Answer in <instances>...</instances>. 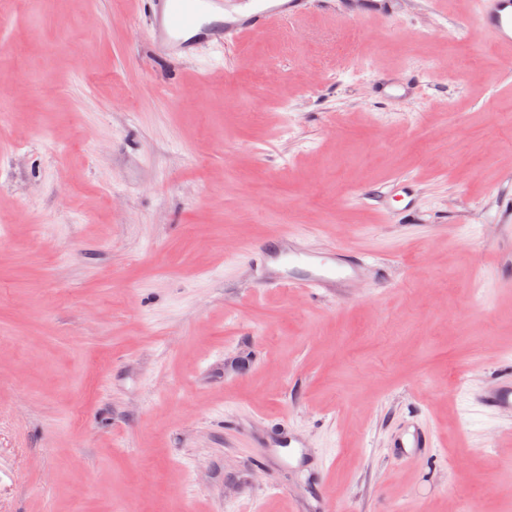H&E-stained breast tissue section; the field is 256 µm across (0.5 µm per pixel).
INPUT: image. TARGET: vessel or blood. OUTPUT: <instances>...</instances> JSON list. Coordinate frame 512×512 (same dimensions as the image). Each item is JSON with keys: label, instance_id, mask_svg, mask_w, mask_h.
<instances>
[{"label": "vessel or blood", "instance_id": "obj_1", "mask_svg": "<svg viewBox=\"0 0 512 512\" xmlns=\"http://www.w3.org/2000/svg\"><path fill=\"white\" fill-rule=\"evenodd\" d=\"M151 20V36L159 54L176 63L191 57L204 44H223L226 35L244 41L267 27L286 22L304 12L308 0H145ZM348 13L351 21L377 19L390 21L395 0H355ZM477 21L498 44H512V0H477ZM399 206L396 216L405 221L413 216V190L410 178L396 183ZM272 247H260L257 257L268 268L262 280L265 288L304 286L320 290L350 287L363 260L345 248L315 257L297 249L292 237L280 233Z\"/></svg>", "mask_w": 512, "mask_h": 512}]
</instances>
